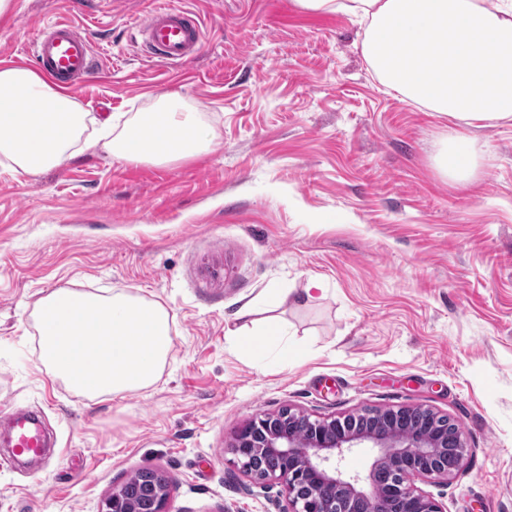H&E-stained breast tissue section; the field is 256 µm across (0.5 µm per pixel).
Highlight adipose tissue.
Segmentation results:
<instances>
[{"label":"adipose tissue","mask_w":512,"mask_h":512,"mask_svg":"<svg viewBox=\"0 0 512 512\" xmlns=\"http://www.w3.org/2000/svg\"><path fill=\"white\" fill-rule=\"evenodd\" d=\"M300 10L338 13L362 30L361 51L385 87L454 128L437 158L449 181L472 183L480 168L474 127L512 123V0H294ZM88 114L67 88L27 66H0V157L36 174L103 148L128 162H167L211 150L216 135L177 95L144 111L106 116L87 136ZM40 360L84 397H122L159 379L173 346L172 320L159 302L123 292L104 297L60 288L38 304ZM243 351L277 348L297 359L280 318L227 329Z\"/></svg>","instance_id":"adipose-tissue-1"}]
</instances>
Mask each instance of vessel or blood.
<instances>
[{
    "instance_id": "obj_1",
    "label": "vessel or blood",
    "mask_w": 512,
    "mask_h": 512,
    "mask_svg": "<svg viewBox=\"0 0 512 512\" xmlns=\"http://www.w3.org/2000/svg\"><path fill=\"white\" fill-rule=\"evenodd\" d=\"M143 54L162 65L178 68L194 59L202 45L204 23L193 10L161 5L138 24ZM35 65L56 83L76 88L94 78L101 61L85 32L68 22L43 27L34 43ZM10 442L19 455H29L44 447L45 437L38 411L12 414Z\"/></svg>"
}]
</instances>
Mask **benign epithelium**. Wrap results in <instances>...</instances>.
Segmentation results:
<instances>
[{
	"label": "benign epithelium",
	"mask_w": 512,
	"mask_h": 512,
	"mask_svg": "<svg viewBox=\"0 0 512 512\" xmlns=\"http://www.w3.org/2000/svg\"><path fill=\"white\" fill-rule=\"evenodd\" d=\"M348 420V416L312 420L290 407L260 415L236 433L231 444L234 463L259 484L270 479L282 484L287 504L280 512H356L354 505L379 496L375 476L383 465L396 475L398 500L404 512H444L438 501L415 486V481L443 482L461 473L467 453L462 434H457V464L450 471L436 464L447 454V439L428 433L350 429ZM298 422L310 425L302 441L292 431ZM363 443L376 449L369 472L363 479L348 476L336 461ZM268 455L280 458L278 470L262 471L260 462ZM155 477L156 483L146 496L154 502V512H167L168 479L158 471ZM300 485L308 487V498L296 496ZM338 487L347 492L341 502L335 497Z\"/></svg>",
	"instance_id": "benign-epithelium-1"
}]
</instances>
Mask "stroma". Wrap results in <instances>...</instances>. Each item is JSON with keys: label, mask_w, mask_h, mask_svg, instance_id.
<instances>
[{"label": "stroma", "mask_w": 512, "mask_h": 512, "mask_svg": "<svg viewBox=\"0 0 512 512\" xmlns=\"http://www.w3.org/2000/svg\"><path fill=\"white\" fill-rule=\"evenodd\" d=\"M204 20L179 68L135 29L156 0H11L0 65L70 21L102 60L74 98L99 115L176 93L218 137L164 166L105 150L36 175L0 167V419L40 409L55 446L32 467L0 447V512H105L140 469L168 512H280L281 484L234 463L237 431L284 407L312 417L429 407L461 430L465 469L424 489L445 512H512V124L472 130L476 181L436 164L449 122L385 88L347 16L293 0H170ZM321 280L304 303L289 289ZM58 288L162 303L173 349L158 384L94 399L52 378L32 314ZM254 304L299 360L225 337Z\"/></svg>", "instance_id": "stroma-1"}]
</instances>
